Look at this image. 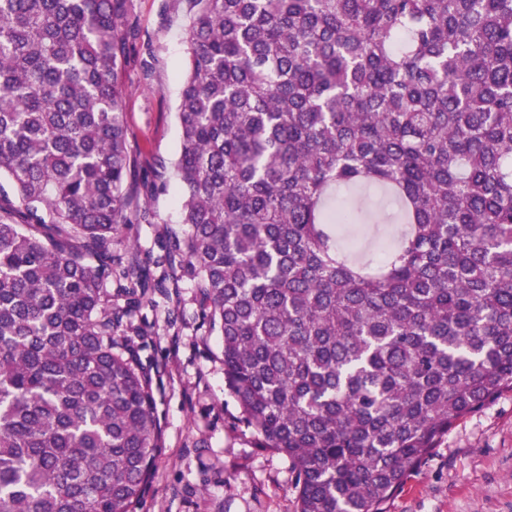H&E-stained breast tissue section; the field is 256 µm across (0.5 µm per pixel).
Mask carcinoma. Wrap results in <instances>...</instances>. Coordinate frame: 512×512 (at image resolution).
Segmentation results:
<instances>
[{
	"label": "carcinoma",
	"mask_w": 512,
	"mask_h": 512,
	"mask_svg": "<svg viewBox=\"0 0 512 512\" xmlns=\"http://www.w3.org/2000/svg\"><path fill=\"white\" fill-rule=\"evenodd\" d=\"M193 2L156 279L112 252L166 189L129 182L130 0H0V512H133L161 425L117 332L182 280L296 512H387L512 391V0ZM339 188L402 225L374 263Z\"/></svg>",
	"instance_id": "1"
}]
</instances>
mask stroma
<instances>
[{"instance_id": "obj_1", "label": "stroma", "mask_w": 512, "mask_h": 512, "mask_svg": "<svg viewBox=\"0 0 512 512\" xmlns=\"http://www.w3.org/2000/svg\"><path fill=\"white\" fill-rule=\"evenodd\" d=\"M143 38L125 70V120L135 179L161 175L156 214L139 225L136 255L152 266L164 230H179L171 164L181 143L176 112L188 65L192 0H132ZM126 343L153 380L162 444L135 512H294L288 460L264 447L224 383L223 340L209 332L197 288L180 282L132 309ZM389 512H512V391L457 421L412 470Z\"/></svg>"}]
</instances>
